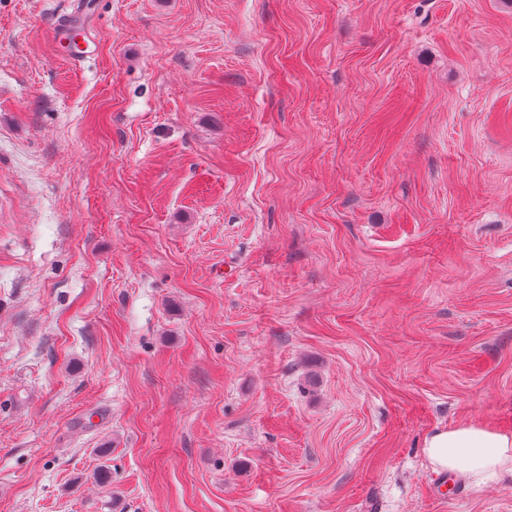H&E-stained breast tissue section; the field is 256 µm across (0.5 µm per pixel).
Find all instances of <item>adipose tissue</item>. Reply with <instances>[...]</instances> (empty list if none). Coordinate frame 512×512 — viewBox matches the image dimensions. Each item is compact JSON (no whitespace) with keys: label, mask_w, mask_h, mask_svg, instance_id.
<instances>
[{"label":"adipose tissue","mask_w":512,"mask_h":512,"mask_svg":"<svg viewBox=\"0 0 512 512\" xmlns=\"http://www.w3.org/2000/svg\"><path fill=\"white\" fill-rule=\"evenodd\" d=\"M425 456L437 470L448 471L473 484L486 474H512V434L477 424L439 429L427 439Z\"/></svg>","instance_id":"adipose-tissue-1"}]
</instances>
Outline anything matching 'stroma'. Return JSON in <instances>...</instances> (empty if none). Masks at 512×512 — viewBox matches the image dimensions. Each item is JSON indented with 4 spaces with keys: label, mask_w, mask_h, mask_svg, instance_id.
I'll list each match as a JSON object with an SVG mask.
<instances>
[{
    "label": "stroma",
    "mask_w": 512,
    "mask_h": 512,
    "mask_svg": "<svg viewBox=\"0 0 512 512\" xmlns=\"http://www.w3.org/2000/svg\"><path fill=\"white\" fill-rule=\"evenodd\" d=\"M469 422L512 433V0H0V512H512L436 495Z\"/></svg>",
    "instance_id": "1"
}]
</instances>
